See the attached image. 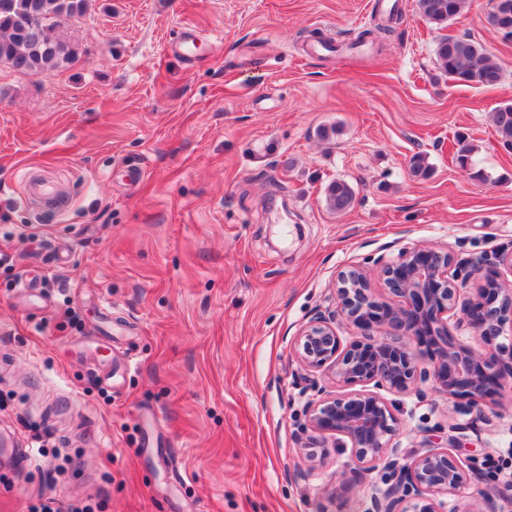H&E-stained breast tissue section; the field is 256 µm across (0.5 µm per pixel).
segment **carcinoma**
Listing matches in <instances>:
<instances>
[{
  "label": "carcinoma",
  "mask_w": 512,
  "mask_h": 512,
  "mask_svg": "<svg viewBox=\"0 0 512 512\" xmlns=\"http://www.w3.org/2000/svg\"><path fill=\"white\" fill-rule=\"evenodd\" d=\"M90 0H0V63L22 74L58 70L80 56L79 49L64 38L51 35L56 19L84 16ZM468 0H415L418 13L438 29L459 17ZM495 8L489 23L505 38H512V0ZM440 76L450 83L492 88L502 79V70L486 48L469 38L444 35L435 49ZM500 142L512 148V100L500 102L490 112ZM327 208L336 214L351 210L356 202L354 187L345 180L331 182L325 191Z\"/></svg>",
  "instance_id": "carcinoma-1"
}]
</instances>
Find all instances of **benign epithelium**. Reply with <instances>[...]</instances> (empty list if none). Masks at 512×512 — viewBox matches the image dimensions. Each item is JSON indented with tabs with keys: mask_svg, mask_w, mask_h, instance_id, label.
Returning <instances> with one entry per match:
<instances>
[{
	"mask_svg": "<svg viewBox=\"0 0 512 512\" xmlns=\"http://www.w3.org/2000/svg\"><path fill=\"white\" fill-rule=\"evenodd\" d=\"M388 298L377 295L370 274L360 264L337 273L336 305L318 314L296 336L294 349L301 380L314 395L302 406L304 421L297 441L309 469L324 464L319 448H350L359 463L384 457L387 474L372 498V512H456L444 498L457 494L471 479L498 480L470 461L463 465L450 452L422 441L425 451L401 463L392 444L399 420L396 404L383 392L414 393L422 399L423 384L450 399L460 411L482 417L484 401L512 382V251L499 248L478 259L448 247L416 245L396 257L375 259ZM470 330L474 348L453 336L448 321ZM359 331L345 341L342 324ZM431 351L430 367L420 365L423 350ZM331 378L346 387L336 395L318 383Z\"/></svg>",
	"mask_w": 512,
	"mask_h": 512,
	"instance_id": "benign-epithelium-1",
	"label": "benign epithelium"
}]
</instances>
